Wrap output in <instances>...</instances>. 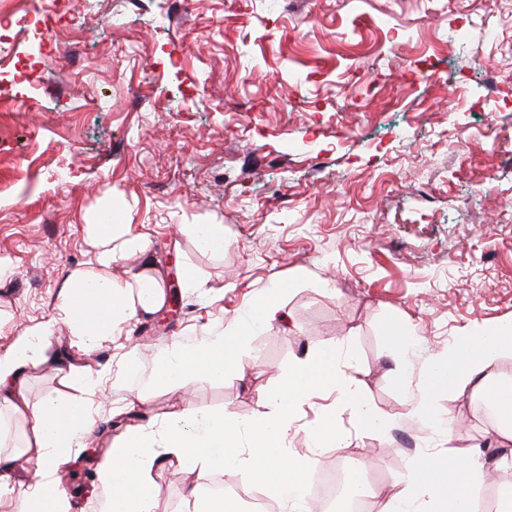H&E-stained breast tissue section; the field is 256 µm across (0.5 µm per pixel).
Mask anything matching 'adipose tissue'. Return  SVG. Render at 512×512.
I'll list each match as a JSON object with an SVG mask.
<instances>
[{
	"instance_id": "1",
	"label": "adipose tissue",
	"mask_w": 512,
	"mask_h": 512,
	"mask_svg": "<svg viewBox=\"0 0 512 512\" xmlns=\"http://www.w3.org/2000/svg\"><path fill=\"white\" fill-rule=\"evenodd\" d=\"M112 241L111 225H94L96 265L73 271L61 291L57 323L67 325L73 335H111L134 315L155 312L166 301L164 289L151 275L137 272L124 284L112 282L106 273L116 257ZM282 309L281 301L275 299L265 306L261 317L248 312L231 316L222 337L175 354L156 368L152 382L178 389L200 375L223 377L225 348L239 346L244 329L255 323L282 320ZM54 325L34 326L0 348V410H8L25 430L21 450L7 451L3 448L6 427L0 424V490L7 489L15 477L20 457L40 465L39 478L25 492L20 512H69V497L59 488L60 472L71 460L76 433L90 430L92 425L88 403L63 406L51 400L32 403L27 398V372L45 363L42 340L53 334ZM509 353L511 324L483 333L463 331L419 385L414 394L415 415L432 422L433 397L439 392L447 393L452 401L483 394L495 402L493 425L498 442L511 445L512 378L498 371L501 357ZM341 361L342 353L335 346L296 360L279 390L267 398L268 404L278 408V416L245 425L252 432V449L247 453L236 445V436L245 426L226 412L198 411L188 426L169 428L159 436L139 427L128 429L103 457L97 472L100 486L110 494L108 512H153V490L145 472L159 455L181 459L193 452L225 468L250 471L254 482L278 501L282 512H308L300 490L314 464L313 451L328 444L346 446L348 439L335 422L325 421L310 439L311 455L289 454L286 442L295 407L312 386L328 384L349 394ZM483 482L480 450L443 456L430 453L398 479L399 490L386 501L382 512H474L471 490Z\"/></svg>"
}]
</instances>
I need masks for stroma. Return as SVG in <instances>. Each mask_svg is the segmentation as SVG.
<instances>
[{
	"instance_id": "obj_1",
	"label": "stroma",
	"mask_w": 512,
	"mask_h": 512,
	"mask_svg": "<svg viewBox=\"0 0 512 512\" xmlns=\"http://www.w3.org/2000/svg\"><path fill=\"white\" fill-rule=\"evenodd\" d=\"M74 29L32 85L8 76L32 30L0 42V346L55 318L67 276L94 263L93 224L117 228L113 282L151 264L180 309L88 339L58 325L31 402L91 394L65 483L71 512H101L97 469L127 429L163 431L194 412L246 423L295 360L340 345L342 369L380 420L360 428L347 397L318 386L296 407L289 453L335 420L352 439L324 448L375 491L374 512L413 459L491 442L483 406L434 401L450 434L413 413L408 390L463 330L512 323V0H54ZM440 71L442 85L411 82ZM500 81L490 99L487 74ZM499 111L485 136L487 115ZM189 224L224 227L223 252ZM144 236L148 255L126 247ZM192 272L204 286L185 287ZM281 298L273 323L227 356L224 376L149 385L156 363L223 335L236 312ZM408 323L398 352L387 331ZM195 460L151 470L154 512H182Z\"/></svg>"
}]
</instances>
